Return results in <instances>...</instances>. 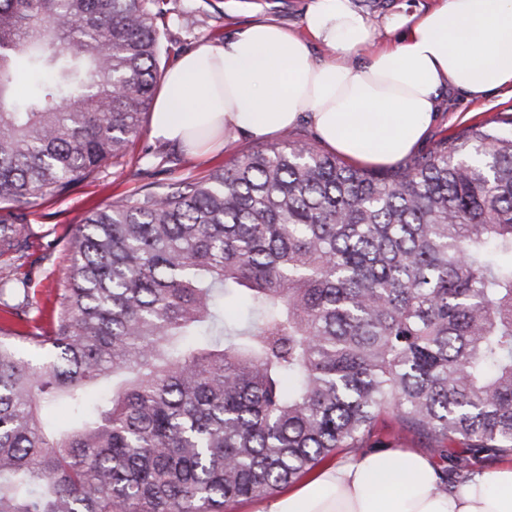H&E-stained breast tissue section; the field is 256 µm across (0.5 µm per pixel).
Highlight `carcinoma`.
<instances>
[{
  "instance_id": "carcinoma-1",
  "label": "carcinoma",
  "mask_w": 512,
  "mask_h": 512,
  "mask_svg": "<svg viewBox=\"0 0 512 512\" xmlns=\"http://www.w3.org/2000/svg\"><path fill=\"white\" fill-rule=\"evenodd\" d=\"M164 4L0 0V203L119 163ZM29 239L0 219L1 259ZM388 414L435 454L512 453V113L391 171L290 132L93 212L43 305L0 273V512H224L387 447Z\"/></svg>"
}]
</instances>
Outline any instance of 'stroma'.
Returning <instances> with one entry per match:
<instances>
[{
  "instance_id": "1",
  "label": "stroma",
  "mask_w": 512,
  "mask_h": 512,
  "mask_svg": "<svg viewBox=\"0 0 512 512\" xmlns=\"http://www.w3.org/2000/svg\"><path fill=\"white\" fill-rule=\"evenodd\" d=\"M312 0H170L171 10L156 24L162 33L161 59L174 64L186 51L200 43L223 40L235 28L256 20H269L292 30H300L302 16ZM367 14L375 34V46L396 41V34L383 26L384 17L404 8L422 14L435 0H352ZM512 110V92L497 91L481 101L457 94L444 99L430 140L458 134L473 122L496 125L504 112ZM259 143L242 141L236 151L247 154L259 150ZM233 153V154H236ZM233 154L218 152L190 156L175 146L154 139L149 129L129 143L117 167L102 168L96 175L73 184L62 194L47 197L28 216L31 247L17 263L16 276H28L37 299H52L61 286L63 271L71 257L68 240L71 228L84 223L94 211L133 194L147 185L166 190L177 181L199 179L224 168Z\"/></svg>"
}]
</instances>
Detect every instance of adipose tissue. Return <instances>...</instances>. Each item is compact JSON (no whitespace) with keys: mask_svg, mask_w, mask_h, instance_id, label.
Here are the masks:
<instances>
[{"mask_svg":"<svg viewBox=\"0 0 512 512\" xmlns=\"http://www.w3.org/2000/svg\"><path fill=\"white\" fill-rule=\"evenodd\" d=\"M386 26L396 42L364 63L351 57L375 29L351 0H312L299 34L260 22L201 44L166 70L152 133L201 156L306 118L349 163L387 167L425 142L441 92L480 101L512 91V0H438L421 15L395 12ZM316 43L326 57L314 56ZM257 512H512V463L446 490L428 457L382 449L323 464Z\"/></svg>","mask_w":512,"mask_h":512,"instance_id":"adipose-tissue-1","label":"adipose tissue"}]
</instances>
